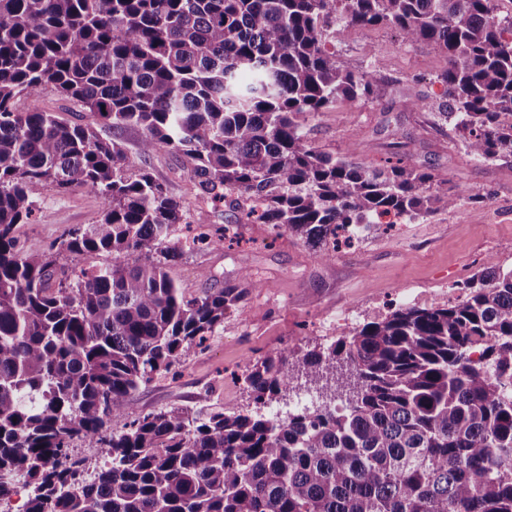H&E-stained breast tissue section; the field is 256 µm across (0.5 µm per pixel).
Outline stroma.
Listing matches in <instances>:
<instances>
[{
    "instance_id": "stroma-1",
    "label": "stroma",
    "mask_w": 512,
    "mask_h": 512,
    "mask_svg": "<svg viewBox=\"0 0 512 512\" xmlns=\"http://www.w3.org/2000/svg\"><path fill=\"white\" fill-rule=\"evenodd\" d=\"M336 55L349 69L376 71L380 83L372 100L308 116L304 132L312 146L342 155L356 143L371 165L392 152L406 153L420 170L463 188V199L455 208L389 231L378 226L364 231L327 261L288 231L275 234L265 224L238 225L239 246L185 253L170 274L190 293L223 287L243 270L261 286L248 296L245 315L228 310L203 346L170 373L133 391L134 414L171 407L195 415L218 407L253 410L244 374L262 357L288 349L298 363L380 317L388 304L447 303L455 286L487 259L512 269V157L472 160L452 124L435 123L431 112L408 107L424 95L438 102L441 87L433 77L445 67L444 58L426 44H404L395 30L383 27L353 31L337 42ZM18 106L51 112L70 123L91 120L80 103L49 88L20 99ZM99 133L117 137L137 166L148 169L187 206L193 228L215 231L232 222L228 207L196 196L181 158L167 152L140 156V134L133 130L116 134L103 125ZM100 211V198L88 189L45 191L31 223L21 227L20 240L26 249L49 251L68 230L93 223Z\"/></svg>"
}]
</instances>
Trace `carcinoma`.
Returning a JSON list of instances; mask_svg holds the SVG:
<instances>
[{
    "mask_svg": "<svg viewBox=\"0 0 512 512\" xmlns=\"http://www.w3.org/2000/svg\"><path fill=\"white\" fill-rule=\"evenodd\" d=\"M500 0H0V501L23 512H512V271L488 266L450 305L400 306L303 358L349 367L339 404L284 419L182 408L108 425L131 393L201 346L252 282L195 295L169 273L230 227L172 241L187 211L96 123L21 110L47 87L140 153L190 165L196 192L235 224L284 228L329 258L372 224L456 205L398 157L377 169L316 149L307 116L374 94L333 41L385 26L447 67L437 117L477 161L512 156V17ZM84 187L98 218L58 252L20 246L36 199ZM107 254L112 261L65 267ZM297 380L286 353L245 376L265 405ZM78 439L108 459L90 478Z\"/></svg>",
    "mask_w": 512,
    "mask_h": 512,
    "instance_id": "carcinoma-1",
    "label": "carcinoma"
}]
</instances>
